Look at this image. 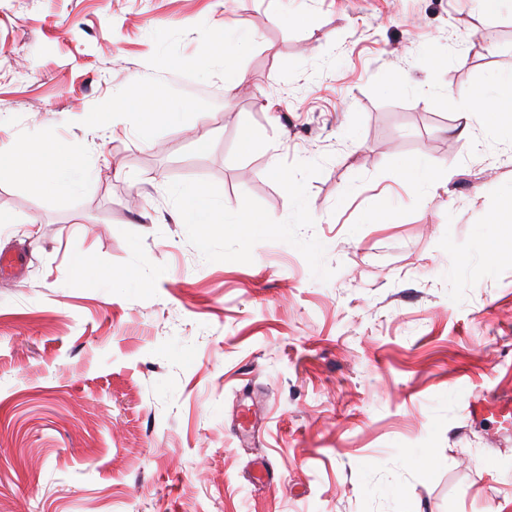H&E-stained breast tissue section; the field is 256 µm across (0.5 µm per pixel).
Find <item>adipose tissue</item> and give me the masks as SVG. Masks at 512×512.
Instances as JSON below:
<instances>
[{
  "label": "adipose tissue",
  "instance_id": "1",
  "mask_svg": "<svg viewBox=\"0 0 512 512\" xmlns=\"http://www.w3.org/2000/svg\"><path fill=\"white\" fill-rule=\"evenodd\" d=\"M166 98L162 86L150 84L145 90L131 91L123 109L142 115L144 129L152 133L176 117L174 111L165 109ZM469 111L481 115L492 124L512 126V73L497 76L489 86L478 88L471 98ZM14 168L37 188L52 196L69 195L80 182L81 171L75 159L61 154L49 138L17 148ZM223 202V196L211 188H189L182 197L181 219L183 223L197 225L201 238L209 239L224 229L223 224L215 220L217 208Z\"/></svg>",
  "mask_w": 512,
  "mask_h": 512
}]
</instances>
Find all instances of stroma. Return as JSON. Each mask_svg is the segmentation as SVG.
Wrapping results in <instances>:
<instances>
[{
  "instance_id": "1",
  "label": "stroma",
  "mask_w": 512,
  "mask_h": 512,
  "mask_svg": "<svg viewBox=\"0 0 512 512\" xmlns=\"http://www.w3.org/2000/svg\"><path fill=\"white\" fill-rule=\"evenodd\" d=\"M510 71L512 0H0V512H512V128L461 118ZM46 137L70 195L8 163ZM141 89H146L147 92H142ZM166 98V90L162 86L157 84L141 85L136 90L130 91L124 101V106L112 108V112H138L144 118L143 128L152 133L165 122L174 120L178 114V112L164 109ZM159 104L161 106L157 108L156 105ZM224 207V197L204 186L186 190L182 197L181 219L185 224H198L200 237L209 239L224 231V225L214 221L218 206Z\"/></svg>"
}]
</instances>
